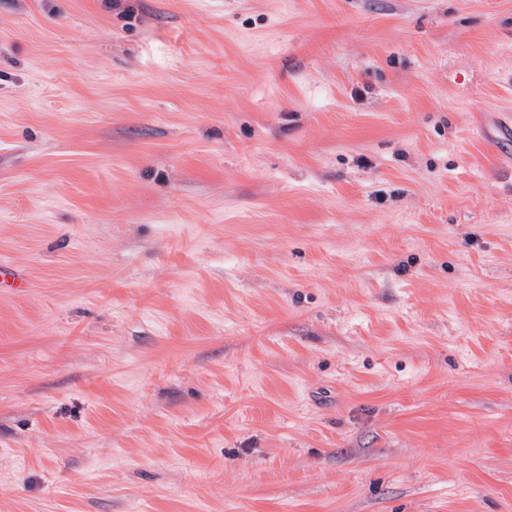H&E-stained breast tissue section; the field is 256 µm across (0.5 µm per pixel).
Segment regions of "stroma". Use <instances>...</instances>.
<instances>
[{
	"instance_id": "obj_1",
	"label": "stroma",
	"mask_w": 512,
	"mask_h": 512,
	"mask_svg": "<svg viewBox=\"0 0 512 512\" xmlns=\"http://www.w3.org/2000/svg\"><path fill=\"white\" fill-rule=\"evenodd\" d=\"M0 512H512V0H0Z\"/></svg>"
}]
</instances>
